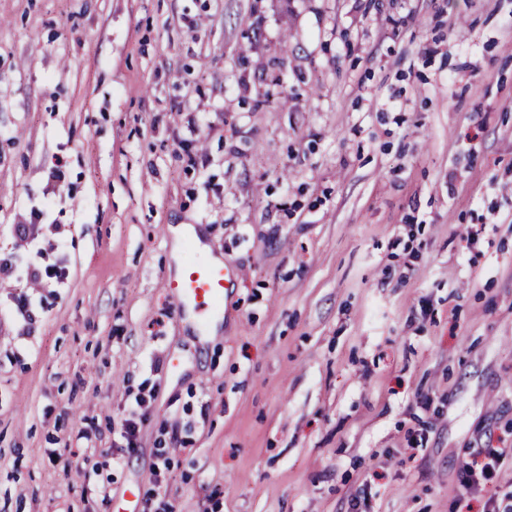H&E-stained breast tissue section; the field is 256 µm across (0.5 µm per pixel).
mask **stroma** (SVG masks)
<instances>
[{
  "mask_svg": "<svg viewBox=\"0 0 512 512\" xmlns=\"http://www.w3.org/2000/svg\"><path fill=\"white\" fill-rule=\"evenodd\" d=\"M0 254V512H512V0H0ZM188 250L194 258L186 264L181 277L171 281L167 288H172L176 318L184 316L192 307L205 324L210 316L223 313L224 295L237 273L224 258L217 262L201 255L194 240L189 241ZM498 457H491L488 462L478 464V462L467 463L461 469V485L466 493H474L479 489V485L494 476L495 465Z\"/></svg>",
  "mask_w": 512,
  "mask_h": 512,
  "instance_id": "stroma-1",
  "label": "stroma"
}]
</instances>
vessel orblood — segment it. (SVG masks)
<instances>
[{"mask_svg":"<svg viewBox=\"0 0 512 512\" xmlns=\"http://www.w3.org/2000/svg\"><path fill=\"white\" fill-rule=\"evenodd\" d=\"M188 250L191 259L183 274L170 283L174 313L181 317L191 308L206 319L221 313L224 295L237 273L229 263L201 255L196 241H189Z\"/></svg>","mask_w":512,"mask_h":512,"instance_id":"1","label":"vessel or blood"}]
</instances>
